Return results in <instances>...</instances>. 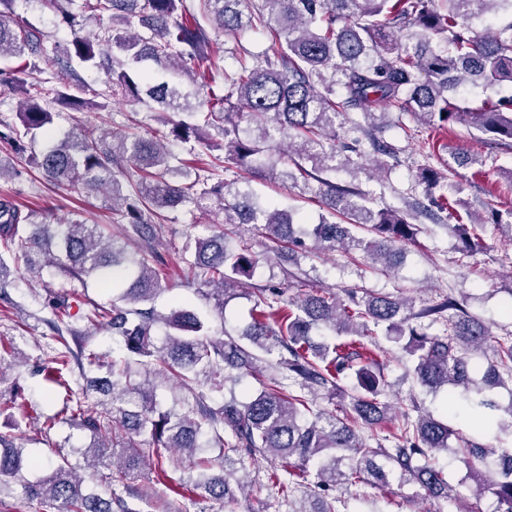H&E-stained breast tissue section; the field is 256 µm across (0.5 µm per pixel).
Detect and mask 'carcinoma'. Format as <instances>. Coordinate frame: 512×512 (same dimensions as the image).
<instances>
[{"label": "carcinoma", "instance_id": "cac0c4a2", "mask_svg": "<svg viewBox=\"0 0 512 512\" xmlns=\"http://www.w3.org/2000/svg\"><path fill=\"white\" fill-rule=\"evenodd\" d=\"M17 0H0V85L20 96L22 129L7 124L0 133L18 150L52 124L53 106L74 112L109 107L120 95L133 101L148 97L163 113L192 118L172 123L161 138L94 131L71 132L33 154L30 162L45 179L90 193L104 192L112 213L125 225L123 239L106 236L97 224L71 219L62 224H24L18 206L0 200V271L7 260H22L40 276L53 267L86 284L103 278L119 289L107 306L91 303L86 319L112 332L119 354L90 349L83 332L68 326L71 339L56 338L62 349L43 366L45 380L66 390V404L46 421L88 431L91 442L47 462L49 474L31 483L21 476V448L16 436L0 433V484L18 483L32 500L56 512H112L117 504L131 512L112 487L139 476L146 461L157 477L167 478L166 452L176 449L187 458L204 448L219 451V472L202 470L177 486L199 491L201 500L236 499L237 474L244 459L258 453L275 461L284 478L278 493L304 496L293 512H336L338 498L329 491L343 486L371 485L382 491L395 480L417 485L425 495L456 501L462 490L448 483L437 456L453 450L469 470L475 492H490L493 512H512V453L487 448L464 437L445 418L414 406L401 414L392 446L374 448L361 429L382 422L391 405L380 399L385 379L375 358L380 338L400 346L413 377L433 391L448 390V412L465 406L487 435H512V402L498 406L492 389L512 386V333H493L489 324L469 313L448 294L434 304L415 308L407 298L389 293L350 289L341 297L330 288L288 295V288L266 285L257 301L243 344L219 336L211 317H223L229 298L247 285L259 262L250 239L222 227L194 244H186L191 260L187 276L208 302L201 312L176 301L169 312L154 307L164 290L167 262L153 242L164 229L154 220L188 204L206 210L219 201L231 224H254L273 243L288 244V262L312 254H362L367 266L382 274L400 267L406 247L419 233L413 223L418 202L404 207L379 203L357 189L322 177L338 168H359L337 127L345 122L367 125L373 153L396 158L399 149L379 140L376 132L398 110L397 121L409 116L430 132L458 120L512 148V94L488 99L477 108L463 107L456 96L467 84L512 86V22L497 32L478 31L475 17L512 8V0H260L245 14L242 0H199L194 11L185 0H83L84 11L107 19L98 33L84 30L81 15L68 6L75 0H22L26 6L52 9L57 25L69 30L63 43L48 47L43 35L14 15ZM212 18L219 29L244 27L273 33L260 59H239V66L217 80L202 42L206 31L199 18ZM77 59L105 71L109 93L102 101L83 97L85 87L64 83L52 100L43 97L44 63L57 72L70 70ZM151 61L176 75L158 82L140 68ZM197 86L191 94L182 80ZM339 86L330 97L320 87ZM224 137V157L202 165L176 156L169 143L192 139L210 142L211 131ZM291 154L293 169L278 166L273 155ZM136 162L137 177L127 174ZM185 169L188 182L167 179L171 162ZM311 167H306V163ZM236 167L283 187L313 193L325 212L315 224H302L295 212L274 201L259 202L249 191L231 187L224 172ZM205 176H192V169ZM424 194L448 220L446 228L460 242V259L483 249L481 217L462 215L448 198L440 173H421ZM46 255L44 266L32 255ZM444 326L430 335L423 326ZM323 339L315 340L316 333ZM75 347H70V344ZM105 371L87 379L86 391L75 393L64 378L70 361ZM261 389L246 401L235 394L212 407L209 394L227 382L267 369ZM173 374L193 403L162 411L149 377ZM298 391L290 390L284 380ZM99 398L91 401L88 390ZM335 401L336 409L316 406ZM148 439L141 440L139 436ZM96 469L110 492L105 500L82 490L77 473L82 465Z\"/></svg>", "mask_w": 512, "mask_h": 512}]
</instances>
